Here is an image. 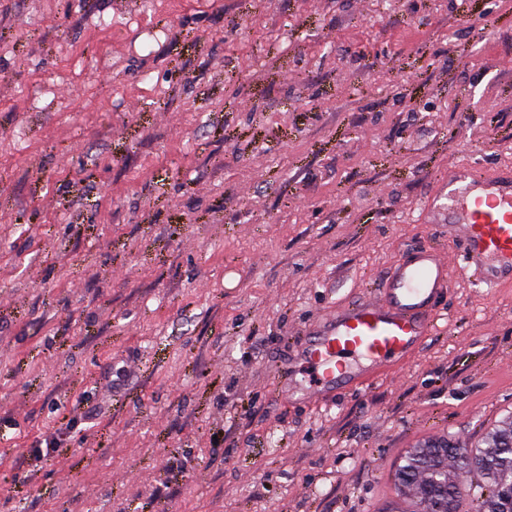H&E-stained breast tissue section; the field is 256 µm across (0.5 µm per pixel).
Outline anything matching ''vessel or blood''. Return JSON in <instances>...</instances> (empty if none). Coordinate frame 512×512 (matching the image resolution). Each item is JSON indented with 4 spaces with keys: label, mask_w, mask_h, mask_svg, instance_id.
<instances>
[{
    "label": "vessel or blood",
    "mask_w": 512,
    "mask_h": 512,
    "mask_svg": "<svg viewBox=\"0 0 512 512\" xmlns=\"http://www.w3.org/2000/svg\"><path fill=\"white\" fill-rule=\"evenodd\" d=\"M445 198L438 214L459 241L457 260L432 248L412 250L389 270L374 298L328 314L298 348L299 358L316 370L308 399L331 402L408 358L438 326L437 302L452 262L480 287L512 285V168L486 177L456 165Z\"/></svg>",
    "instance_id": "obj_1"
}]
</instances>
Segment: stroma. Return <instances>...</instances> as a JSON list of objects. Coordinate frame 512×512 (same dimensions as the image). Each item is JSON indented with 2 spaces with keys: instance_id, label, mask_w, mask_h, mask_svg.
Instances as JSON below:
<instances>
[{
  "instance_id": "obj_1",
  "label": "stroma",
  "mask_w": 512,
  "mask_h": 512,
  "mask_svg": "<svg viewBox=\"0 0 512 512\" xmlns=\"http://www.w3.org/2000/svg\"><path fill=\"white\" fill-rule=\"evenodd\" d=\"M512 167V0H0V512H386L512 416V286L397 369L299 343Z\"/></svg>"
}]
</instances>
